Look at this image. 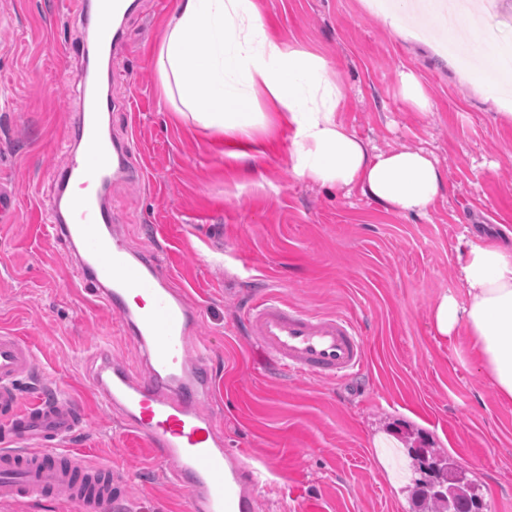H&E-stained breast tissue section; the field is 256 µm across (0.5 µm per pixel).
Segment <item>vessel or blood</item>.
I'll list each match as a JSON object with an SVG mask.
<instances>
[{
    "instance_id": "1",
    "label": "vessel or blood",
    "mask_w": 512,
    "mask_h": 512,
    "mask_svg": "<svg viewBox=\"0 0 512 512\" xmlns=\"http://www.w3.org/2000/svg\"><path fill=\"white\" fill-rule=\"evenodd\" d=\"M127 9L126 0H74L75 14L84 19ZM111 108V100L84 95L66 133L82 148L69 154L54 178L48 199L54 222L46 227L66 245L80 247L77 278L119 314L122 333L139 342L149 366L137 377L98 349L94 390L155 456L174 462L171 477L186 489L189 512H258L257 490L274 471L227 450L202 410L214 397V381L195 334L196 310L185 291L171 286L153 253L129 250L100 200L98 190L112 175L132 181L142 175L128 162L129 146L102 132L101 114ZM76 185L85 194H73ZM244 325L266 361L286 376L338 381L367 363L364 340L349 318L302 308L269 291L250 302ZM33 363L22 337L0 332V501L47 497L80 507L111 501V467L90 464L62 446L84 421L74 397L59 391L22 402L17 383L31 374Z\"/></svg>"
}]
</instances>
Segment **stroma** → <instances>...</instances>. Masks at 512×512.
<instances>
[{
	"label": "stroma",
	"instance_id": "obj_1",
	"mask_svg": "<svg viewBox=\"0 0 512 512\" xmlns=\"http://www.w3.org/2000/svg\"><path fill=\"white\" fill-rule=\"evenodd\" d=\"M69 0H0V183L17 220L0 224V329L35 354L24 401L75 394L84 427L70 441L86 461L111 466L110 512H186L187 493L145 442L97 401L95 347L143 375L137 343L116 334L109 308L70 278L79 251L49 237L47 197L66 161L64 134L80 106L81 47L97 42ZM284 43L325 58L347 126L377 151L429 149L449 194L424 216H401L360 192L298 177L291 133L264 94L251 103L252 134L234 140L165 102L154 56L176 0H136L118 25L107 134L129 142L141 181L114 178L102 192L134 252L156 253L172 283L199 308L215 397L204 407L224 445L271 462L279 478L259 493L260 512H413L416 478L407 450L429 440L452 456L489 512H512V403L502 402L467 336H438L431 310L442 295L466 303L454 250L464 229L512 231V124L461 78L464 57L431 34L419 13L404 31L378 0H256ZM480 45L512 43V0H473ZM414 74L428 98L404 97ZM348 316L367 350L346 383L273 374L242 321L253 290Z\"/></svg>",
	"mask_w": 512,
	"mask_h": 512
}]
</instances>
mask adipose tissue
Returning <instances> with one entry per match:
<instances>
[{
    "label": "adipose tissue",
    "instance_id": "1",
    "mask_svg": "<svg viewBox=\"0 0 512 512\" xmlns=\"http://www.w3.org/2000/svg\"><path fill=\"white\" fill-rule=\"evenodd\" d=\"M164 96L226 134L248 137L255 89L292 134L294 172L360 192L399 215H427L445 187L425 150L375 152L342 120V95L325 78L323 57L284 44L254 0H178L157 51ZM456 251L466 304L443 295L431 322L437 335L466 332L501 399L512 402V243L461 234Z\"/></svg>",
    "mask_w": 512,
    "mask_h": 512
}]
</instances>
